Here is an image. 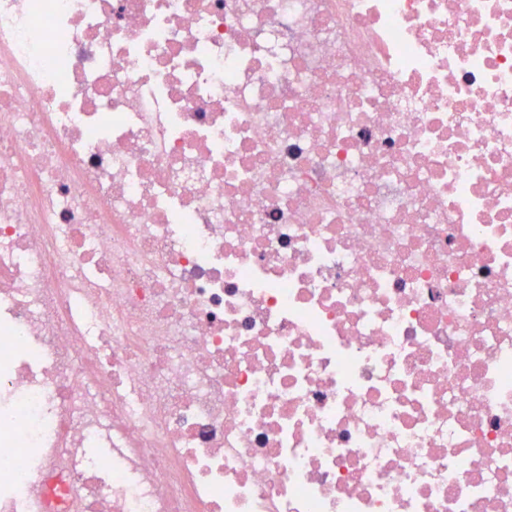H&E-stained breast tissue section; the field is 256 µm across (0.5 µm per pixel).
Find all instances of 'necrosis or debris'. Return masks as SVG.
Listing matches in <instances>:
<instances>
[{"instance_id":"4bbe7bcc","label":"necrosis or debris","mask_w":512,"mask_h":512,"mask_svg":"<svg viewBox=\"0 0 512 512\" xmlns=\"http://www.w3.org/2000/svg\"><path fill=\"white\" fill-rule=\"evenodd\" d=\"M0 512H512V0H0Z\"/></svg>"}]
</instances>
